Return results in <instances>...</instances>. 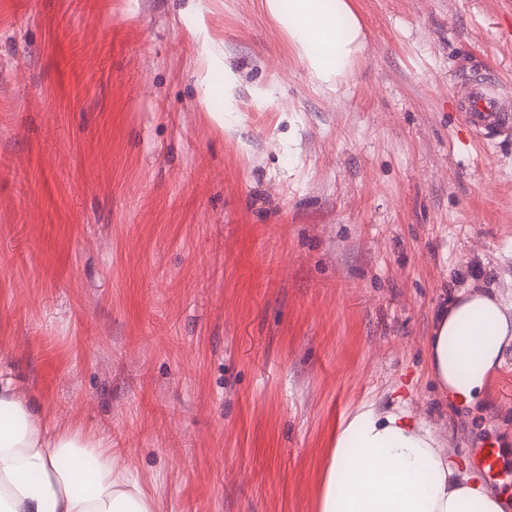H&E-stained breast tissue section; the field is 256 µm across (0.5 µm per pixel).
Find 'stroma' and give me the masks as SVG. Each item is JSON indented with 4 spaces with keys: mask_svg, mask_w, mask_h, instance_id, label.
Returning <instances> with one entry per match:
<instances>
[{
    "mask_svg": "<svg viewBox=\"0 0 512 512\" xmlns=\"http://www.w3.org/2000/svg\"><path fill=\"white\" fill-rule=\"evenodd\" d=\"M259 2L0 0V368L158 512H317L366 402L512 463V349L470 408L425 347L512 298V133L457 110L475 69L512 97V0H352L333 90Z\"/></svg>",
    "mask_w": 512,
    "mask_h": 512,
    "instance_id": "stroma-1",
    "label": "stroma"
}]
</instances>
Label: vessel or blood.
Segmentation results:
<instances>
[{"label":"vessel or blood","instance_id":"1","mask_svg":"<svg viewBox=\"0 0 512 512\" xmlns=\"http://www.w3.org/2000/svg\"><path fill=\"white\" fill-rule=\"evenodd\" d=\"M458 108L476 128L505 130L512 127V98L506 96L501 81L490 75L477 73L467 79Z\"/></svg>","mask_w":512,"mask_h":512}]
</instances>
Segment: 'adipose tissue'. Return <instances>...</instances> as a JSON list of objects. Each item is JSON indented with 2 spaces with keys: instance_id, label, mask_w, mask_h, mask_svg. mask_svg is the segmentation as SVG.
Instances as JSON below:
<instances>
[{
  "instance_id": "1",
  "label": "adipose tissue",
  "mask_w": 512,
  "mask_h": 512,
  "mask_svg": "<svg viewBox=\"0 0 512 512\" xmlns=\"http://www.w3.org/2000/svg\"><path fill=\"white\" fill-rule=\"evenodd\" d=\"M287 14L286 33L314 81L333 87L363 49L351 0H262ZM512 346V300L485 290L460 293L435 315L427 357L442 394L473 406ZM318 512H505L506 498L464 469L431 426L406 405H361L337 427ZM94 457L93 475L61 467ZM0 512H157L154 495L103 441L59 430L0 372Z\"/></svg>"
}]
</instances>
